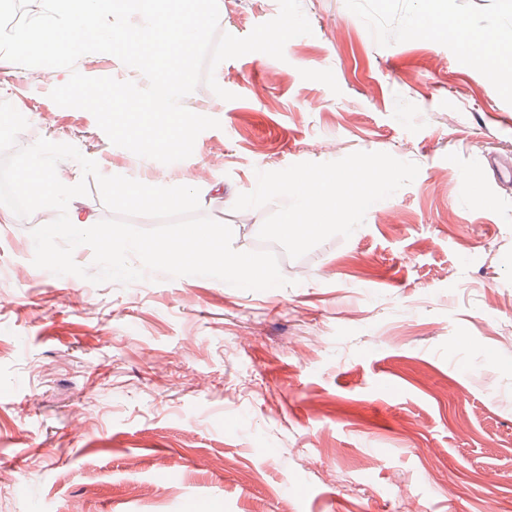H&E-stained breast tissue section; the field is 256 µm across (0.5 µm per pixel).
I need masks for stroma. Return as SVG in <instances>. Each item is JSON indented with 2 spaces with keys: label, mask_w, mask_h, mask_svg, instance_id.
<instances>
[{
  "label": "stroma",
  "mask_w": 512,
  "mask_h": 512,
  "mask_svg": "<svg viewBox=\"0 0 512 512\" xmlns=\"http://www.w3.org/2000/svg\"><path fill=\"white\" fill-rule=\"evenodd\" d=\"M248 35L278 0H223ZM284 60L220 63L221 126L169 165L115 146L36 69L0 58V99L105 175L201 196L238 251L277 203L233 205L257 174L355 151L416 163L350 238L264 291L161 273L95 285L36 268L31 224L0 221V512H489L512 504V61L472 67L429 9L512 39V0H301ZM399 30L389 39L391 30ZM476 183L457 188L461 170Z\"/></svg>",
  "instance_id": "35a3bbf8"
}]
</instances>
